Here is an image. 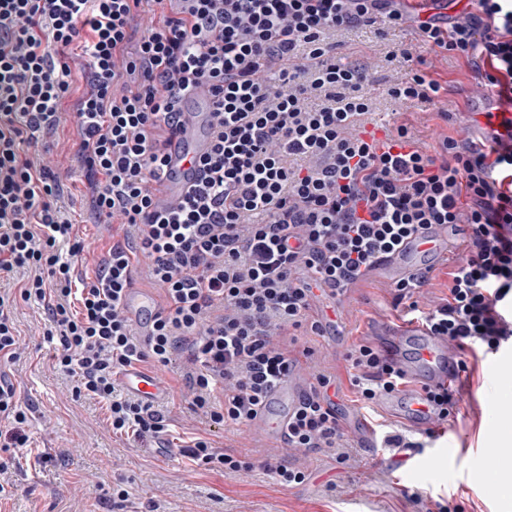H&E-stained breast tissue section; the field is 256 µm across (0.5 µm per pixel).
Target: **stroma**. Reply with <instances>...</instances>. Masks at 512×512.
<instances>
[{
  "label": "stroma",
  "mask_w": 512,
  "mask_h": 512,
  "mask_svg": "<svg viewBox=\"0 0 512 512\" xmlns=\"http://www.w3.org/2000/svg\"><path fill=\"white\" fill-rule=\"evenodd\" d=\"M413 37L408 27L381 32L371 27L333 34L329 40L336 45V57L370 67L362 87L373 103L368 130L403 120L429 150L439 135L455 134V126L438 117L437 105L403 106L387 93L391 81L411 65L400 58L386 61L385 56ZM432 77L442 85L441 98L449 111L488 110V102L474 91L464 60H436ZM76 138L75 127L68 124L45 144L63 174L60 204L85 245L79 273L91 280L98 261L122 239L123 230L117 224L95 223L82 171L72 161ZM14 318L21 354L15 361L0 362V371L9 374L28 415L29 445L9 451L8 469L0 478L9 482L12 495L0 500V512H421L430 500L447 503L451 512H512V496L489 494L474 480L488 449L499 445L497 427L512 425V392H504L492 374V356L472 347L461 350L467 369L450 387L454 411L436 437L425 442L423 453L434 459V467L391 469L387 454L357 440L347 465L338 464L328 451L310 453L303 459L309 479L283 487L258 472L227 475L191 460L188 447L197 437L243 458L257 457L268 444L252 429H223L192 408L183 380L184 355H174L168 366L155 369L167 393L153 408L163 416L164 434L175 448L162 461L144 454L135 436L113 432L104 402L77 394L76 376L55 366L53 357L61 344L46 336L50 323L41 302L18 301ZM410 319L406 304L395 303L387 284L371 276L348 292L336 329L300 337L299 345L311 348L315 361L342 375L348 350L368 339L370 323ZM120 488L126 497L117 496Z\"/></svg>",
  "instance_id": "obj_1"
}]
</instances>
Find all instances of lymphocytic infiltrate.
<instances>
[{
	"mask_svg": "<svg viewBox=\"0 0 512 512\" xmlns=\"http://www.w3.org/2000/svg\"><path fill=\"white\" fill-rule=\"evenodd\" d=\"M149 13L157 26L139 31ZM411 21L416 36L401 55L418 66L389 96L435 101L441 85L426 55L465 60L477 91L495 100L487 147L443 134L429 152L404 122L366 137L369 69L336 59L327 36ZM196 94L211 105L212 147L195 187L162 210L166 145ZM65 123L77 130L96 219L135 230L85 284L76 272L84 246L58 204L62 176L23 151ZM435 224L471 230L444 288L419 302L423 273L394 285V299L456 346L496 353L512 342V0H467L449 19L409 13L402 0H0V274L27 275L19 294L0 293V361L18 356L16 301L43 302L61 336L56 364L105 401L113 431H163L162 416L117 396L114 382L134 365H168L179 348L193 406L213 423L249 426L295 353L312 355L297 344L299 332H321L313 292L345 296ZM134 258L162 290L144 340L122 307ZM346 360L365 406L403 383L371 343L354 344ZM313 379L285 444L346 462L329 398L340 379L326 367ZM0 419L14 424L11 445L24 447L27 414L2 372ZM189 455L227 474L259 469L285 487L309 477L276 450L254 462L198 438Z\"/></svg>",
	"mask_w": 512,
	"mask_h": 512,
	"instance_id": "lymphocytic-infiltrate-1",
	"label": "lymphocytic infiltrate"
}]
</instances>
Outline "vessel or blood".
Returning <instances> with one entry per match:
<instances>
[{"instance_id": "obj_1", "label": "vessel or blood", "mask_w": 512, "mask_h": 512, "mask_svg": "<svg viewBox=\"0 0 512 512\" xmlns=\"http://www.w3.org/2000/svg\"><path fill=\"white\" fill-rule=\"evenodd\" d=\"M209 114L187 113L179 131L172 136L166 151V166L160 180L156 202L165 208L180 200L194 184L199 172L198 159L211 148ZM456 227L437 224L427 233L405 239L392 253L375 265L387 282L395 284L419 273L427 261L446 258ZM127 316L139 327L141 335H149L158 311L153 298L128 291L125 298ZM378 351L384 362L401 375L405 384L389 393H381L377 406L414 429H427L435 424L428 400L431 392L450 386L456 379L461 357L446 337L429 331L419 321L382 324L376 329ZM120 380L130 391L145 400H154L166 392L162 379L136 367L121 374ZM312 380L304 363L291 365L288 373L271 389L253 420L255 429L269 443L283 444L288 423L309 395ZM512 459V448H495L489 453L477 481L488 491H496L497 477L504 461Z\"/></svg>"}]
</instances>
